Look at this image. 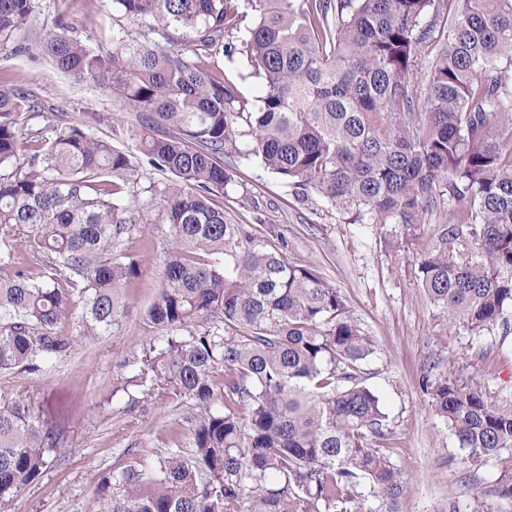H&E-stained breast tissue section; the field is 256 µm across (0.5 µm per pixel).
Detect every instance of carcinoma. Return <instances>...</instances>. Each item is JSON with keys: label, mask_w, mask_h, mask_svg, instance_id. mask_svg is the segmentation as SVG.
<instances>
[{"label": "carcinoma", "mask_w": 512, "mask_h": 512, "mask_svg": "<svg viewBox=\"0 0 512 512\" xmlns=\"http://www.w3.org/2000/svg\"><path fill=\"white\" fill-rule=\"evenodd\" d=\"M141 41L112 51L59 25L35 50L134 115L131 146L88 112L23 140L27 92L0 79V372L119 329L142 256L123 252L132 199L160 198L171 243L148 311L164 331L135 362L132 386L192 405L170 426L176 448L149 478L116 481L113 512H400L401 471L380 397L362 383L369 339L341 292L292 262L214 197L233 185L216 162L255 157L285 184L316 194L353 224L448 225L417 244L419 282L448 319L477 335L512 312V0H116ZM38 0H0V46ZM256 23L224 42L239 9ZM443 50L426 61L427 43ZM246 56L262 80L250 104L210 64ZM249 136L251 141L242 143ZM169 172L139 185V160ZM79 331L61 333L75 303ZM433 410L476 459L512 448V404L482 381L422 378ZM193 457L183 458L181 436ZM57 434L23 396L0 395V505L37 481ZM498 496L512 502V461Z\"/></svg>", "instance_id": "cac0c4a2"}]
</instances>
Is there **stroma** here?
<instances>
[{
  "instance_id": "obj_1",
  "label": "stroma",
  "mask_w": 512,
  "mask_h": 512,
  "mask_svg": "<svg viewBox=\"0 0 512 512\" xmlns=\"http://www.w3.org/2000/svg\"><path fill=\"white\" fill-rule=\"evenodd\" d=\"M74 26L93 44L111 49L116 32L137 36L146 22L125 19L115 0H39L28 28L0 47V76L26 90L41 111L25 114L20 126L34 136L47 124H75L87 112H117L111 97L74 82L50 61L27 53L47 30ZM235 183L215 202L236 224L255 225L261 238L288 241L290 260L311 265L336 287L374 353L361 364L364 384L375 391L391 430L389 454L408 490L401 512H512L494 493L502 461L473 462L447 421L434 413L421 387L423 376L450 373L465 383L483 375L493 403L512 402V329L470 335L431 303L417 279L412 240L431 239L439 224H348L316 195L301 200L293 188L259 160L223 158ZM138 222L123 248L149 255L126 292L120 332L85 339L66 353L41 362L39 370L0 375V393L25 392L31 412L60 434L41 477L22 489L0 512H86L94 497L104 505L122 498L115 477L165 456L168 426L180 410L161 390L127 387L130 362L148 352L160 331L148 310L164 277L170 227L150 195H138Z\"/></svg>"
}]
</instances>
